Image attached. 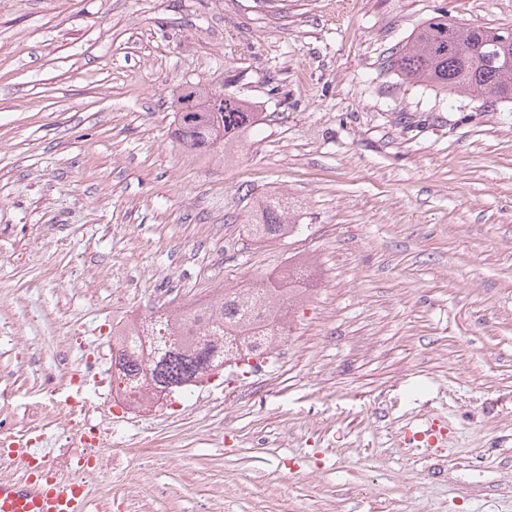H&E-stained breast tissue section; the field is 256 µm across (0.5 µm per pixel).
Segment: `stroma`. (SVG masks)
<instances>
[{
    "label": "stroma",
    "instance_id": "35a3bbf8",
    "mask_svg": "<svg viewBox=\"0 0 512 512\" xmlns=\"http://www.w3.org/2000/svg\"><path fill=\"white\" fill-rule=\"evenodd\" d=\"M443 8L512 26V0H0L1 411L27 422L68 336L310 266L257 377L144 421L112 512H512V105L386 63ZM188 82L264 113L236 153L173 143ZM262 193L298 235L249 236ZM436 412L452 452L400 453Z\"/></svg>",
    "mask_w": 512,
    "mask_h": 512
}]
</instances>
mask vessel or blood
Returning <instances> with one entry per match:
<instances>
[{
    "label": "vessel or blood",
    "instance_id": "obj_1",
    "mask_svg": "<svg viewBox=\"0 0 512 512\" xmlns=\"http://www.w3.org/2000/svg\"><path fill=\"white\" fill-rule=\"evenodd\" d=\"M451 429L447 419L440 415L427 418L424 430L408 427L402 432L401 442L408 448L444 447ZM37 449L19 445L13 454L26 470L21 478L0 483V512H97L79 492L76 484L55 477H47L31 468Z\"/></svg>",
    "mask_w": 512,
    "mask_h": 512
}]
</instances>
